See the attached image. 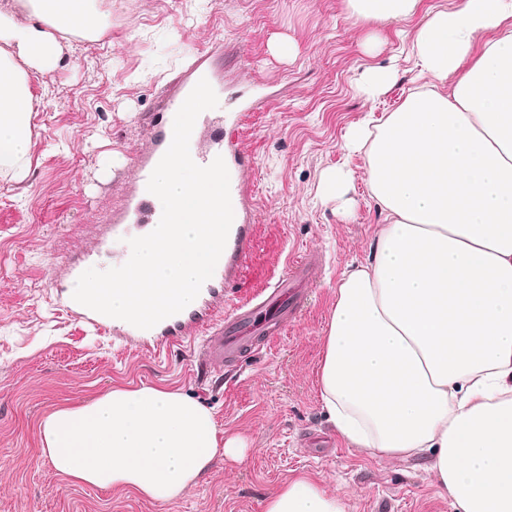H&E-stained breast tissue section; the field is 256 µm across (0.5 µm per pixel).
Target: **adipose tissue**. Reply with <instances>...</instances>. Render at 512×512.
I'll return each mask as SVG.
<instances>
[{"mask_svg":"<svg viewBox=\"0 0 512 512\" xmlns=\"http://www.w3.org/2000/svg\"><path fill=\"white\" fill-rule=\"evenodd\" d=\"M419 0H347L350 20L396 21ZM97 0H0V175L30 173L29 78L57 67L65 37L96 35ZM425 89L342 144L365 155L385 214L373 258L348 268L323 338L321 399L340 440L430 461L454 512H512V0H458L415 34ZM455 84H448V77ZM43 452L82 485L155 502L195 487L217 454L213 413L178 390L115 388L40 424ZM265 512H346L308 475Z\"/></svg>","mask_w":512,"mask_h":512,"instance_id":"1","label":"adipose tissue"}]
</instances>
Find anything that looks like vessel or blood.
<instances>
[{
  "label": "vessel or blood",
  "instance_id": "1",
  "mask_svg": "<svg viewBox=\"0 0 512 512\" xmlns=\"http://www.w3.org/2000/svg\"><path fill=\"white\" fill-rule=\"evenodd\" d=\"M207 79L216 95H223L221 84L205 57L197 59L183 72L177 93L169 99L163 111L151 114L148 124L151 137L148 149L135 164L136 177L122 207L112 216L107 236L97 250L125 259L130 252L127 243L129 228L133 225L158 224L162 215L160 200L147 190L148 180L169 147L173 119L185 99L200 79ZM250 105L241 102L224 116L223 124L214 126L207 114H200L196 127L210 131L211 146L202 151L191 148L190 155L201 166L223 157L230 176V197L234 219L226 246L218 260L213 276L204 283L194 306L170 316L153 328L144 330L123 320H107L73 298L71 288H63L60 300L67 313L96 328L112 333L127 345L150 349L165 343L176 345L187 340L202 339L205 356L210 361H239L252 354L254 346L268 348L273 333L257 335V320L269 315L272 321L287 324L295 320L305 306L306 297L298 288V281L305 279L309 267L319 264L320 257L308 252L304 262L291 266L275 281L267 283L260 291L234 306L224 304V297L234 288L254 245L251 215L255 207L254 195L247 175L255 166L254 158L240 150H225V129L239 130L247 121Z\"/></svg>",
  "mask_w": 512,
  "mask_h": 512
}]
</instances>
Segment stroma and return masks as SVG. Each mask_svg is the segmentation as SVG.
Returning <instances> with one entry per match:
<instances>
[{
	"label": "stroma",
	"mask_w": 512,
	"mask_h": 512,
	"mask_svg": "<svg viewBox=\"0 0 512 512\" xmlns=\"http://www.w3.org/2000/svg\"><path fill=\"white\" fill-rule=\"evenodd\" d=\"M458 0H420L389 23H353L346 0H98L104 25L70 37L54 70L31 78L32 171L0 177V512H264L289 478L308 473L346 512H453L434 474L411 461L347 448L322 408L323 336L347 266L366 262L384 223L365 156L346 132L394 112L423 83L411 47L421 16ZM208 54L229 90L267 99L239 136L251 153L256 246L238 294L260 290L289 257L321 253L301 315L270 351L200 368L201 342L160 352L68 316L53 292L67 262L93 249L135 176L133 160L182 73ZM395 66L375 100L356 90L372 67ZM351 171L345 198L319 192L322 173ZM163 385L212 410L242 436L240 458L217 455L197 486L169 503L70 483L42 451L41 420L112 388Z\"/></svg>",
	"instance_id": "obj_1"
}]
</instances>
